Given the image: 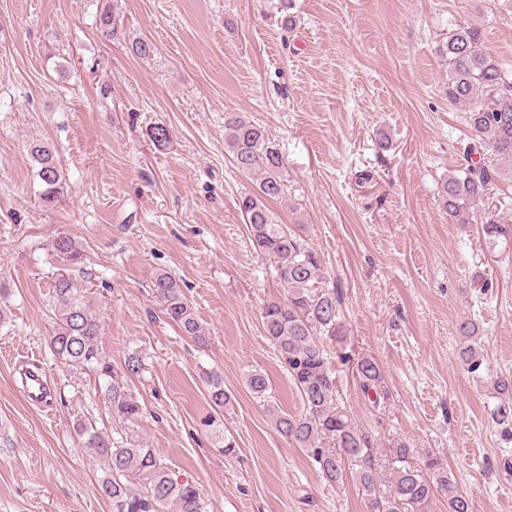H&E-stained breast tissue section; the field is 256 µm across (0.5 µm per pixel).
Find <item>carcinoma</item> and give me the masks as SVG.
Returning <instances> with one entry per match:
<instances>
[{"instance_id": "cac0c4a2", "label": "carcinoma", "mask_w": 512, "mask_h": 512, "mask_svg": "<svg viewBox=\"0 0 512 512\" xmlns=\"http://www.w3.org/2000/svg\"><path fill=\"white\" fill-rule=\"evenodd\" d=\"M295 0H273L272 9L280 16L281 30L296 25L290 14ZM101 38L121 36L116 12L104 9L96 21ZM448 61V81L444 93L448 102L467 107L466 122L471 137L465 147L468 165L442 183L440 199L448 217L458 224L469 223L471 210L483 201L493 180L495 168L485 163L512 161V79L499 61L483 47V34L476 26H460L443 46ZM149 138L157 148L171 142L167 124L149 128ZM224 145L238 171L257 177L255 188L238 200L254 251L274 259L277 279L287 288L281 300L267 301L261 311L265 336L283 360L299 390L304 409L299 415L275 413L276 430L286 439L311 453L323 478L335 484L343 480L346 468L366 498L369 512H428L437 497L448 502V512H471V500L463 493L441 459L427 456L420 461L404 442L396 443L387 454L389 478L379 477V459L371 436L362 431L337 399L336 378L330 370L331 355L325 341L346 339L339 313L336 287L325 284L321 259L296 231L278 223L269 203L285 196V162L276 142L264 127L240 112L224 114ZM27 150L41 186V200L54 205L64 189L61 156L47 141L33 139ZM53 250L70 263L67 271L52 283L55 315L50 350L67 367L93 373L103 383L112 414L124 422H135L142 407L129 393L128 380L145 372V359L138 351L127 354L116 369L101 346L102 324L88 294L90 288L76 285L83 277L82 249L72 237L60 235ZM154 297L165 316L181 333L203 346L208 341L199 317L179 282L166 273L152 282ZM458 333L468 341L462 360L475 372L482 360L470 341L478 336V323H459ZM356 380L364 392L383 387L377 361L368 356L354 362ZM203 382L215 411H223L230 401L224 380L216 372H203ZM247 385L256 398L266 397L267 377L252 372ZM77 432L83 447L103 460V476L98 490L112 512H207L198 488L173 478L154 449L132 440L116 445L93 424L80 422Z\"/></svg>"}]
</instances>
